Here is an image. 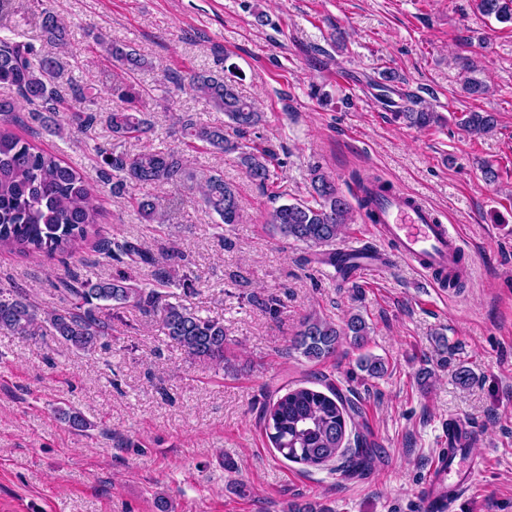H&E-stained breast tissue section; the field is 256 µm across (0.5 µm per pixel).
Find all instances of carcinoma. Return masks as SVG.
Instances as JSON below:
<instances>
[{"label":"carcinoma","mask_w":512,"mask_h":512,"mask_svg":"<svg viewBox=\"0 0 512 512\" xmlns=\"http://www.w3.org/2000/svg\"><path fill=\"white\" fill-rule=\"evenodd\" d=\"M476 11L483 17L512 24V0H474ZM41 33L48 44H64L66 28L48 9L41 11ZM87 36L95 44L105 45L100 33L90 29ZM114 68L112 96L124 106L102 117L82 104L93 96V88L83 85L63 87L59 84L62 65L53 57L38 52L30 43L0 39V84L14 95L0 97V249L25 257L55 255L82 260L81 253L90 234L98 233L102 214L93 203L95 182L80 173L56 153L44 150L10 129L18 122L20 102L29 104L32 121L61 133L55 115L64 112L83 133L95 130L103 122L112 134L107 147H97V178L110 186L112 193L125 194L149 186L172 185L191 187L196 184L206 209L217 214L227 225L237 224L241 216V200L237 189L215 172L202 180L187 167L178 151L147 150L130 154L122 150L129 139L148 134L152 125L141 105L139 93L128 82L133 71L145 66L143 58L125 45H105ZM179 90L189 91L212 108L224 112L228 126L195 123L182 125L183 144L201 146L224 155H235L238 166L261 189L274 184L273 168L278 160L270 146H247L241 139L263 122V113L246 99L233 81L213 71H191L176 83ZM396 117L419 129L438 123V113L413 95L396 111ZM461 125L474 137L491 133L497 126L494 112H468ZM359 206L366 218L377 221L375 211L379 197L392 187L373 177L357 180ZM312 201L296 200L281 204L269 213L268 224L281 237L309 247L330 245L352 221V206L339 192L334 179L314 168L310 181ZM142 221L163 224L165 211L146 195L135 198ZM98 252L103 258L124 265L115 275L93 281L76 275L61 280L64 307L44 310L22 293L4 294L0 289V331L28 336L39 315H44L50 331L77 350L88 351L112 331V309L127 303L145 314H154L165 336L184 348L195 359L224 365L226 334L224 323L182 304L166 301V293L158 288H145L137 282L136 270L141 266L155 268L159 285L175 280L171 260L174 255H155L134 242L101 238ZM343 336L353 344H364L368 326L359 314L351 315L344 327L320 316L305 318L295 340V348L309 358L320 360L336 351ZM360 370L371 378L386 371L380 358L364 355L357 362ZM357 411L355 403L343 397L340 390L329 387L325 394L308 387L288 391L264 408L265 432L277 452L287 461L319 466L341 457L342 473L358 476L372 458L373 449L365 439L356 436L355 447L344 445L347 411ZM61 418L74 429L85 432L94 427L75 408L59 411Z\"/></svg>","instance_id":"cac0c4a2"}]
</instances>
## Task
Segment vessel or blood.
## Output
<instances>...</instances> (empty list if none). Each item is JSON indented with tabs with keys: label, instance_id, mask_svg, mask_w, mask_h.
<instances>
[{
	"label": "vessel or blood",
	"instance_id": "b4317fda",
	"mask_svg": "<svg viewBox=\"0 0 512 512\" xmlns=\"http://www.w3.org/2000/svg\"><path fill=\"white\" fill-rule=\"evenodd\" d=\"M376 211L379 226L396 244L398 255L415 261L439 281L454 275L455 259L463 243L439 222L433 209L409 194L395 191L379 199ZM485 464L479 456H468L454 464L446 455L437 454L418 502L419 512H447L449 502L442 485L458 482L460 473H475Z\"/></svg>",
	"mask_w": 512,
	"mask_h": 512
}]
</instances>
